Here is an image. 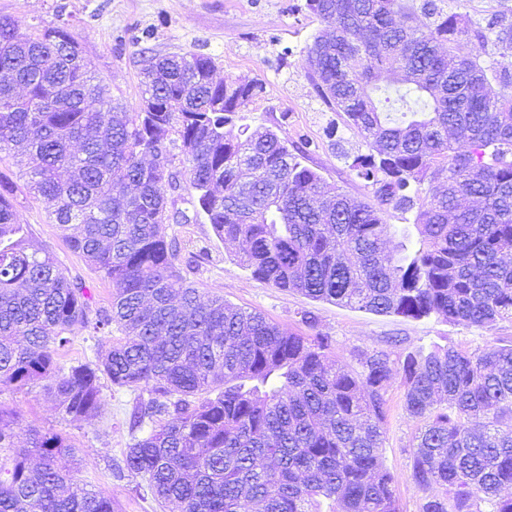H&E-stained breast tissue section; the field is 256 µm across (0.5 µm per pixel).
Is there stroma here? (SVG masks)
<instances>
[{"instance_id":"35a3bbf8","label":"stroma","mask_w":512,"mask_h":512,"mask_svg":"<svg viewBox=\"0 0 512 512\" xmlns=\"http://www.w3.org/2000/svg\"><path fill=\"white\" fill-rule=\"evenodd\" d=\"M304 0H0V17L14 19L20 35L62 25L79 43L96 76L103 79L113 98L132 106L142 93L144 57L200 51L213 55L218 77L259 79L264 91L244 112L250 128H269L289 142L310 141L308 163L324 180L326 196L343 191L371 201L370 188L352 174L354 156L367 153L364 140L350 130L330 138L325 129L336 120L308 79L307 48L322 29L321 20L304 11ZM153 30L150 40H140L141 31ZM27 155L19 149L0 153V175L15 184L16 211L20 223L30 228L31 242L47 250L57 265L71 277H80L88 288L92 309L109 306L112 283L74 253L53 224L47 204L28 194L22 175ZM167 236L179 243L183 253L207 248L208 253L191 269L188 282L203 297L219 296L249 312H258L281 328L299 334L307 328L298 313L307 309L318 317V332L331 336L330 357L348 370L357 369L354 350L389 347L392 340L404 346L452 344L475 352L498 337L512 336V322L494 328L465 326L434 317L420 320L379 315L326 301H315L285 291L252 277L235 254L233 246L220 241L211 224L197 219L187 224H168ZM405 389L401 378L387 387L389 414L384 425L381 461L394 481L400 512H420L424 493L411 478V450L416 444L418 421L403 407ZM104 403L98 417L63 419L41 385L0 392V404L21 414L20 434L52 428L65 433L78 450L76 457H60V466L92 484L117 502L122 512H160L145 496L141 477L129 474L115 478L111 470L122 462L131 442L130 411L135 395L103 385Z\"/></svg>"}]
</instances>
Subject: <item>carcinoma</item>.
<instances>
[{
  "mask_svg": "<svg viewBox=\"0 0 512 512\" xmlns=\"http://www.w3.org/2000/svg\"><path fill=\"white\" fill-rule=\"evenodd\" d=\"M305 8L324 24L308 47L311 79L367 143L350 169L373 205L340 191L318 205L323 180L305 154L239 125L262 82L215 79L209 54L144 59L131 111L65 27L19 38L0 20V153L29 149L27 189L114 288L109 307L91 310L83 282L31 244L0 179V388L44 381L72 419L98 415L104 377L137 393L132 427L148 430L113 474L141 476L163 512H400L380 462L385 391L399 374L421 423L411 454L422 512H512V340L359 350L353 373L330 360L328 336L201 299L183 267L206 248L184 261L165 235L167 190L183 173L192 211L260 281L406 319L512 321L508 7L482 18L437 0ZM396 71L399 116L376 99L381 74ZM386 206L413 213L418 249H387ZM77 330L111 342L93 361L63 362ZM17 419L0 407V448L14 449L0 459V512H115L56 466L73 453L67 435L34 430L17 448Z\"/></svg>",
  "mask_w": 512,
  "mask_h": 512,
  "instance_id": "1",
  "label": "carcinoma"
}]
</instances>
